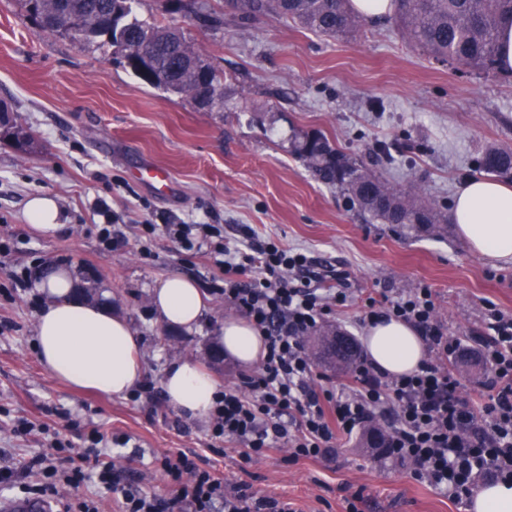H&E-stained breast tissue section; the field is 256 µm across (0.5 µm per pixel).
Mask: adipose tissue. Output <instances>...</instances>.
I'll return each mask as SVG.
<instances>
[{
  "label": "adipose tissue",
  "mask_w": 512,
  "mask_h": 512,
  "mask_svg": "<svg viewBox=\"0 0 512 512\" xmlns=\"http://www.w3.org/2000/svg\"><path fill=\"white\" fill-rule=\"evenodd\" d=\"M451 221L470 251L496 264H512L511 187L480 177L467 179L457 188ZM75 283L69 270L57 269L39 284L44 300L36 327L37 358L51 377L70 387L125 395L144 376L138 338L110 305L79 298ZM152 297L161 321L188 333L208 309L200 288L181 275L159 281ZM217 342L244 366L258 363L265 352L262 336L245 318L226 319ZM363 347L375 367L396 376L413 373L427 358L417 330L396 319L368 325ZM161 384L169 404L194 421L210 418L221 390L190 358L167 363ZM467 512H512V482L482 484L469 499Z\"/></svg>",
  "instance_id": "adipose-tissue-1"
}]
</instances>
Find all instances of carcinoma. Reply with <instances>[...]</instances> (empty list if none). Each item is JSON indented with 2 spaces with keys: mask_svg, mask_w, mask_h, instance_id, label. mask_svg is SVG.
<instances>
[{
  "mask_svg": "<svg viewBox=\"0 0 512 512\" xmlns=\"http://www.w3.org/2000/svg\"><path fill=\"white\" fill-rule=\"evenodd\" d=\"M349 0H233L234 8L248 17L276 14L321 36L339 37L362 29L366 20L348 7ZM30 10L48 33L68 34L69 16L83 20L72 38L84 42L101 40L112 47V55L126 62L142 82L164 93L191 100L203 83L219 97L224 89L215 69L207 63L182 33L156 20L140 19L136 0H27ZM188 11L205 27L224 25V15L203 0H191ZM394 19L416 48L459 68L486 77L501 73L499 33L504 22H512V0H394ZM0 123L6 130L32 136L3 112ZM291 151L303 160L321 181L348 191L361 211L385 224H398L415 235H432L448 223V215L429 197L392 185L374 174L363 162L344 154L321 133L307 134L294 141ZM488 177L512 179V149L492 148L478 162ZM320 357L340 369L357 362L358 349L333 354L331 333L316 337Z\"/></svg>",
  "mask_w": 512,
  "mask_h": 512,
  "instance_id": "cac0c4a2",
  "label": "carcinoma"
}]
</instances>
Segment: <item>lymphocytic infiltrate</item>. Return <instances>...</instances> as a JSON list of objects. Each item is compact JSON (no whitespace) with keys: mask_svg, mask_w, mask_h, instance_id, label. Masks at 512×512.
Masks as SVG:
<instances>
[{"mask_svg":"<svg viewBox=\"0 0 512 512\" xmlns=\"http://www.w3.org/2000/svg\"><path fill=\"white\" fill-rule=\"evenodd\" d=\"M146 233L162 232L182 250L207 252L219 270L220 293L229 306L249 318L262 334L266 354L257 373L225 387L212 421L214 437L240 445L245 458H258L286 445L292 458L319 457L338 436L353 435L378 418H394L386 452L411 467L414 479L455 500L469 497L479 479L512 481V315L491 312L492 333L481 354L491 367L486 401L473 404L446 359L460 346L448 336L436 315L430 288H414L393 299L366 301L361 324L397 318L413 325L431 353L418 371L390 376L367 359L354 365L337 390L315 384L303 338L322 316L342 306L344 288H322L316 279L296 278L307 256L269 241L246 250L223 240L214 224L146 225ZM210 250H203L204 240ZM55 455L31 458L24 470L0 465V485L20 486L23 493L53 500L59 512H99L96 501L76 495L88 481L111 487L112 470L96 465L83 469L88 453H76L55 440ZM167 478L178 488V512H293L274 498H255L237 491L199 469L187 455L161 461ZM38 473V482H22Z\"/></svg>","mask_w":512,"mask_h":512,"instance_id":"f902f5d3","label":"lymphocytic infiltrate"}]
</instances>
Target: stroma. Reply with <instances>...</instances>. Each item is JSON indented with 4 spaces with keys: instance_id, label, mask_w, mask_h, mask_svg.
<instances>
[{
    "instance_id": "stroma-1",
    "label": "stroma",
    "mask_w": 512,
    "mask_h": 512,
    "mask_svg": "<svg viewBox=\"0 0 512 512\" xmlns=\"http://www.w3.org/2000/svg\"><path fill=\"white\" fill-rule=\"evenodd\" d=\"M210 3L224 13L222 28L168 13V0H138L136 11L179 28L223 73L220 112L146 86L111 49L41 32L26 0H0V103L35 139L25 154L0 141V463L45 451L42 434L12 433L25 418L78 446L99 430L107 439L100 461L122 483L145 484L167 502L176 489L160 460L181 452L223 479L225 490L243 485L292 502L296 512H346L353 497L359 512H466V501L450 500L415 480L409 465L368 447L365 433L339 438L322 459L294 460L282 448L248 461L214 437L211 423L181 416L163 395L165 365L206 361L235 311L213 295L197 330L167 328L151 288L179 274L205 291L216 268L143 227L171 219L218 224L233 242L248 232L309 253L347 274L350 302L327 324L358 339L366 297L428 286L448 335L464 342L450 366L464 396L480 400L490 367L478 349L489 310L512 315V265L471 252L451 223L442 235L415 236L368 218L348 192L318 180L290 144L324 134L376 175L447 210L486 150L512 148V75L486 79L438 62L389 19L333 39L275 14L238 19L228 0ZM146 166L170 173L167 192L134 181ZM36 193L53 195L64 214L56 234H39L25 220ZM106 222L118 246L100 242L97 227ZM45 264L96 272L139 338L145 380L138 392L76 391L41 367L34 345L42 297L32 275Z\"/></svg>"
}]
</instances>
